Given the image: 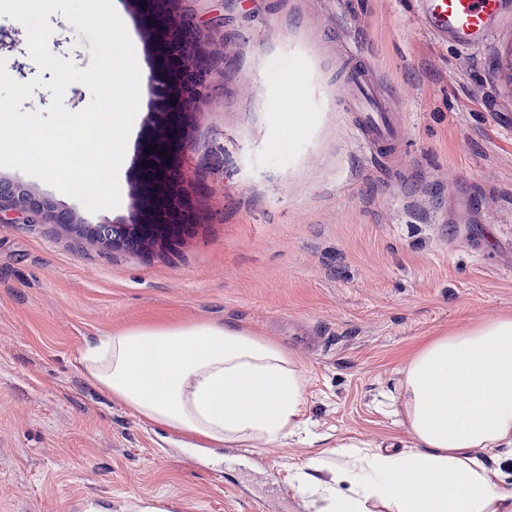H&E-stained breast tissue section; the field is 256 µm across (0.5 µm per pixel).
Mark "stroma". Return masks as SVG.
<instances>
[{
    "label": "stroma",
    "mask_w": 512,
    "mask_h": 512,
    "mask_svg": "<svg viewBox=\"0 0 512 512\" xmlns=\"http://www.w3.org/2000/svg\"><path fill=\"white\" fill-rule=\"evenodd\" d=\"M486 43L443 45L411 0H191L223 19L224 76L194 116L184 174L200 218L173 245L131 251L61 224L0 220V512H309L294 474L329 447L408 436L387 413L422 339L512 314V0ZM50 51L91 63L87 36L51 14ZM27 32L0 16L12 78L51 80ZM376 70L403 118L396 162L358 132L337 76ZM299 92L281 110V87ZM155 101L142 96L121 164L122 206L89 212L20 170L18 182L91 224L130 211ZM453 222H445V215ZM211 320L276 339L306 379L305 433L253 448L184 451L180 436L93 386L88 337Z\"/></svg>",
    "instance_id": "1"
}]
</instances>
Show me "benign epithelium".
<instances>
[{"label":"benign epithelium","instance_id":"7a95c632","mask_svg":"<svg viewBox=\"0 0 512 512\" xmlns=\"http://www.w3.org/2000/svg\"><path fill=\"white\" fill-rule=\"evenodd\" d=\"M144 10L155 16L154 38L159 65L148 77L154 96L161 99L160 110L166 119L154 125L146 146L168 150L166 162L158 164L151 154L142 153L144 162L139 168V191L151 193L146 214L131 209L125 224L149 242H170L169 229L176 224L198 222L197 207L192 192L182 179L181 166L189 148L187 126L190 118L202 112L210 103L211 87L216 69L203 64L205 53L197 47L194 32L198 31L196 17L191 11L181 16L159 12L157 0H139ZM10 196V209L37 219L59 222L65 210L49 199L38 196L20 184L0 186V212L3 196Z\"/></svg>","mask_w":512,"mask_h":512}]
</instances>
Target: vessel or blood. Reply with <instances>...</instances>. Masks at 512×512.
Returning a JSON list of instances; mask_svg holds the SVG:
<instances>
[{"mask_svg":"<svg viewBox=\"0 0 512 512\" xmlns=\"http://www.w3.org/2000/svg\"><path fill=\"white\" fill-rule=\"evenodd\" d=\"M414 4L438 42L462 46L483 42L505 7L503 0H414ZM346 81L350 95L344 109L353 113L358 131L378 149L392 150L398 124L388 103L389 92L376 71L352 67Z\"/></svg>","mask_w":512,"mask_h":512,"instance_id":"obj_1","label":"vessel or blood"}]
</instances>
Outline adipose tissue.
Segmentation results:
<instances>
[{"instance_id":"obj_1","label":"adipose tissue","mask_w":512,"mask_h":512,"mask_svg":"<svg viewBox=\"0 0 512 512\" xmlns=\"http://www.w3.org/2000/svg\"><path fill=\"white\" fill-rule=\"evenodd\" d=\"M79 365L94 386L193 450L277 443L303 421L301 370L282 346L237 324L105 332L86 340ZM401 374L391 405L407 445L300 471L312 512H512L499 465L512 459V316L424 342Z\"/></svg>"}]
</instances>
